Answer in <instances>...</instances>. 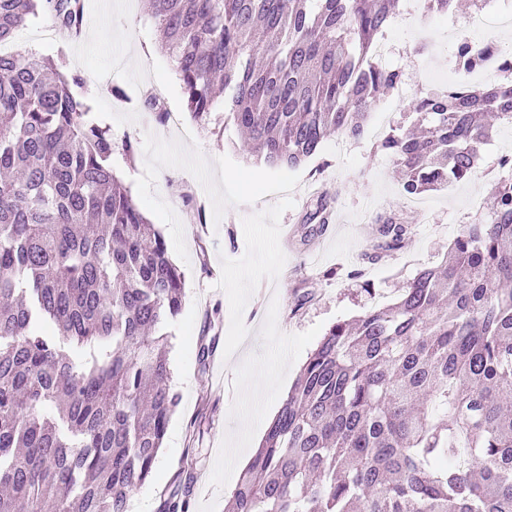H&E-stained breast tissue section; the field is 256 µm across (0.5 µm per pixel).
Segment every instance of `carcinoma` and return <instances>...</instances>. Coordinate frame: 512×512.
Here are the masks:
<instances>
[{"label":"carcinoma","mask_w":512,"mask_h":512,"mask_svg":"<svg viewBox=\"0 0 512 512\" xmlns=\"http://www.w3.org/2000/svg\"><path fill=\"white\" fill-rule=\"evenodd\" d=\"M187 110L215 86L264 166L296 168L331 137L365 136L396 0H150ZM67 38L83 0H0V43L37 10ZM490 46L459 45L455 65ZM63 65L0 56V512H127L179 396L165 322L183 281L162 238L112 171V135ZM504 81L417 97L421 136L380 142L418 195L476 171L491 114L512 121ZM327 192L306 223L326 224ZM371 258L411 224L377 219ZM512 178L446 258L396 303L338 322L310 354L234 489L228 512H512ZM48 322L52 329H44ZM182 469L159 512H189Z\"/></svg>","instance_id":"obj_1"}]
</instances>
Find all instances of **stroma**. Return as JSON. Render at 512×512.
<instances>
[{
  "mask_svg": "<svg viewBox=\"0 0 512 512\" xmlns=\"http://www.w3.org/2000/svg\"><path fill=\"white\" fill-rule=\"evenodd\" d=\"M462 20L459 13H430L424 0L398 8L386 30L392 46L387 64L401 71L413 97L463 82V74L453 69L454 46L448 41ZM15 50L36 58L64 57L67 69L84 77L94 95L91 116L110 129L112 168L128 189H135L145 170V134L174 137L140 106L141 98L154 92L180 116L208 160L225 155L245 168L258 167L244 150L243 136L226 121L223 105H216L208 123L191 118L176 65L160 50L148 0H84L77 42L21 41ZM115 86L125 91V101L112 96ZM128 140L135 146L130 155L124 151ZM377 144L369 135L358 141L332 138L298 167L294 205L280 220L286 263L276 279L263 280L249 299L243 312L249 334L229 359L224 348L230 307L218 287L221 260L245 254L243 219L276 204L279 197L269 194L251 204L228 206L218 219L192 174L174 168L159 171L154 190L182 222L188 252L187 261L178 264L183 310L165 327L180 403L150 476L129 494L128 512H158L163 491L189 456L196 459L191 512H224L229 489L236 486L273 410L280 408L322 336L336 322L356 319L369 305L395 303L407 282L423 266L444 259L460 230L473 222V200L485 198L493 184L512 176L498 165L500 153L512 154V123L501 121L480 148L475 177L425 191L426 209L416 211L404 206L398 170ZM314 184L331 200L332 218L323 226L304 221ZM390 213L410 222L412 236L394 256L368 259L376 219ZM366 282L371 292H364ZM301 295L307 298L302 306L297 303ZM202 343L212 349L205 367L197 358Z\"/></svg>",
  "mask_w": 512,
  "mask_h": 512,
  "instance_id": "stroma-1",
  "label": "stroma"
}]
</instances>
